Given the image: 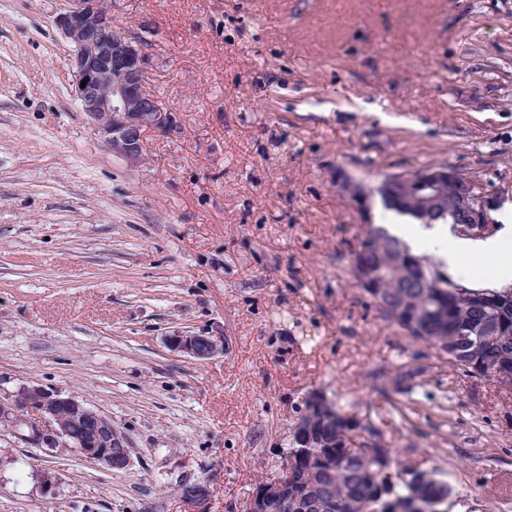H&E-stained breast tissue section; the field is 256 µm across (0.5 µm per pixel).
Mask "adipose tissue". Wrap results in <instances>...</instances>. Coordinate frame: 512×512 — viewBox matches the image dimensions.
<instances>
[{
	"label": "adipose tissue",
	"mask_w": 512,
	"mask_h": 512,
	"mask_svg": "<svg viewBox=\"0 0 512 512\" xmlns=\"http://www.w3.org/2000/svg\"><path fill=\"white\" fill-rule=\"evenodd\" d=\"M393 230L402 236L413 248H429L436 255L447 261L456 274H466L467 256L476 253H493L497 259L491 263L487 276L493 280H512V255L500 252L497 239L469 241L449 235L447 229L436 226L428 228L420 224H410L404 221L394 224Z\"/></svg>",
	"instance_id": "adipose-tissue-1"
}]
</instances>
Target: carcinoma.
I'll use <instances>...</instances> for the list:
<instances>
[{
	"label": "carcinoma",
	"instance_id": "carcinoma-1",
	"mask_svg": "<svg viewBox=\"0 0 512 512\" xmlns=\"http://www.w3.org/2000/svg\"><path fill=\"white\" fill-rule=\"evenodd\" d=\"M388 210L421 224L463 223L445 203L429 215L417 211L400 185L376 190ZM352 286L381 319L421 342L454 372L475 384L512 378V287L490 288L448 274L383 224H360L349 249ZM289 428L288 485L272 512H448L454 488L437 470L416 478L397 449L379 447L377 428L345 412L322 392L305 395Z\"/></svg>",
	"mask_w": 512,
	"mask_h": 512
}]
</instances>
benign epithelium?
<instances>
[{"label": "benign epithelium", "mask_w": 512, "mask_h": 512, "mask_svg": "<svg viewBox=\"0 0 512 512\" xmlns=\"http://www.w3.org/2000/svg\"><path fill=\"white\" fill-rule=\"evenodd\" d=\"M54 24L72 43L71 68L75 92L83 112L112 152L136 162L142 157L145 134L163 129L171 122L149 88L145 52L140 43L112 25L106 0H66ZM86 86H81V82ZM388 182L414 184L420 208L434 209L450 199L467 214L454 225L463 236H481L492 229L490 212L500 191L480 178L445 167L402 176L391 173ZM336 187L353 203L367 199L369 189L343 177ZM176 350L204 361L224 351V337L178 331L168 337ZM39 421L28 424L27 414ZM0 423L29 425L28 438L48 448H72L86 460L109 470H126L132 465L127 437L112 421L75 396L57 390L23 385L7 401H0ZM288 477L263 485L250 501L251 512H265L280 498ZM210 486L187 483L181 488L185 512H206Z\"/></svg>", "instance_id": "obj_1"}]
</instances>
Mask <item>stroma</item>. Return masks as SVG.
<instances>
[{"label":"stroma","instance_id":"1","mask_svg":"<svg viewBox=\"0 0 512 512\" xmlns=\"http://www.w3.org/2000/svg\"><path fill=\"white\" fill-rule=\"evenodd\" d=\"M108 2L171 113L134 163L81 110L65 0H0V399L75 394L133 464L0 423V512H184L199 481L247 512L313 389L445 472L450 512H512V415L351 288L336 189L441 164L512 205V0ZM168 343L179 352L200 361L209 360L224 351V336L177 331L169 336Z\"/></svg>","mask_w":512,"mask_h":512}]
</instances>
